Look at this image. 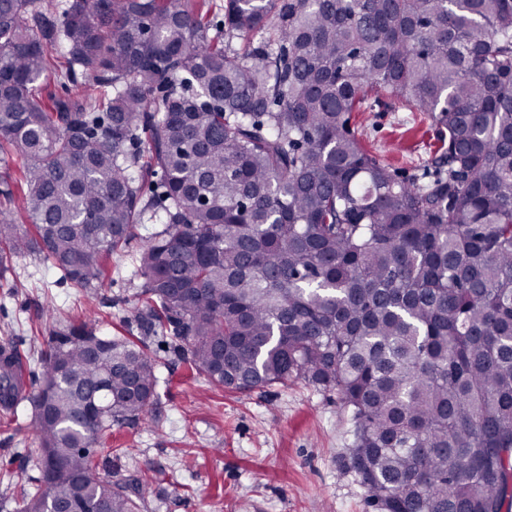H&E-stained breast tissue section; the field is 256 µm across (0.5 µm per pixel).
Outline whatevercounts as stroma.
<instances>
[{"label":"stroma","mask_w":512,"mask_h":512,"mask_svg":"<svg viewBox=\"0 0 512 512\" xmlns=\"http://www.w3.org/2000/svg\"><path fill=\"white\" fill-rule=\"evenodd\" d=\"M349 125L406 176L421 173L442 145L428 113L401 101L373 103ZM156 230L138 225L132 249L112 254L93 288L60 278L40 253L0 272V342L20 350L30 390L42 381L50 336L84 321L106 336L140 333L143 279L133 249ZM147 345L161 364L152 419L113 427L96 445L113 479L149 476L142 512H372L357 479L336 464L353 425L335 395L301 380L227 392L189 371L169 339L154 334ZM31 419L26 400L16 412L0 411V512H20L39 488Z\"/></svg>","instance_id":"obj_1"}]
</instances>
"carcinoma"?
I'll list each match as a JSON object with an SVG mask.
<instances>
[{
  "label": "carcinoma",
  "mask_w": 512,
  "mask_h": 512,
  "mask_svg": "<svg viewBox=\"0 0 512 512\" xmlns=\"http://www.w3.org/2000/svg\"><path fill=\"white\" fill-rule=\"evenodd\" d=\"M95 95L49 101L51 55ZM404 101L448 132L402 177L349 125ZM0 153L39 251L93 288L136 225L148 333L227 391L293 380L354 423L339 464L375 512L512 509V0H0ZM159 180V202L141 181ZM0 356V408L16 405ZM143 338H50L32 427L74 512H141L92 445L150 419Z\"/></svg>",
  "instance_id": "obj_1"
}]
</instances>
